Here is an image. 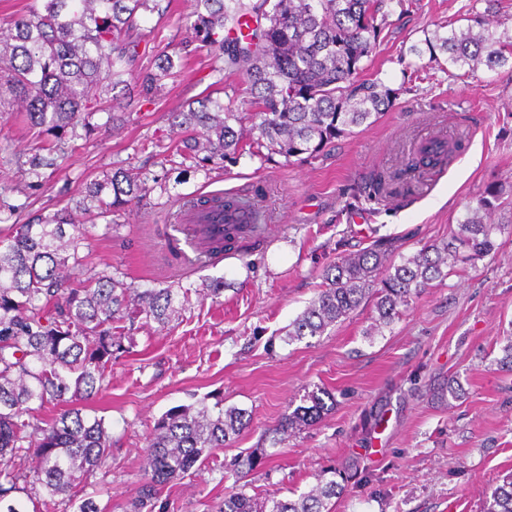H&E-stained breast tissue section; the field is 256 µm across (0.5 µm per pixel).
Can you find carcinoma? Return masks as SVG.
Listing matches in <instances>:
<instances>
[{
	"instance_id": "obj_1",
	"label": "carcinoma",
	"mask_w": 512,
	"mask_h": 512,
	"mask_svg": "<svg viewBox=\"0 0 512 512\" xmlns=\"http://www.w3.org/2000/svg\"><path fill=\"white\" fill-rule=\"evenodd\" d=\"M393 0H194L187 30L212 60L216 84L224 72L242 71L250 86L258 122L249 155L262 150L291 159L320 155L340 136L390 109L400 89L378 80H360L364 61L379 41ZM161 13V0H31L26 14L0 29V100L9 95L11 111L38 130L25 173L44 179L68 155L84 148L101 125L124 123V113L106 112L110 93L124 84L126 68L140 58L139 10ZM479 31L450 30L426 39L429 50L475 71L512 61V34H497L478 17ZM182 56H156L141 73L145 94L162 88L182 69ZM179 135L175 154L209 175L216 166L243 156L244 130L234 99L205 96L168 114ZM452 146L441 138L420 143L408 169H433L448 160ZM380 175L364 190L378 201L386 193ZM168 193L166 183L137 168L112 169L85 184L77 208L107 219L125 204ZM501 191L485 187L477 207L448 240L424 245L415 254L394 257L400 245L381 237L368 248L344 254L323 271V285L307 308L288 325V340L321 336L370 301L377 313L371 329L394 323L417 295L444 280L457 264L476 265L496 249L503 226L492 221ZM193 209L222 208L251 214L236 226L260 238L259 213L244 199L228 195L190 198ZM92 231L78 226L64 206L13 224L0 236V512H107L91 495L79 492L91 478L112 472V436L105 419L84 414L103 389L112 360L130 352L134 337L124 323L137 317L160 325L191 305L192 288L179 285L140 290L118 273L88 266L80 254ZM272 430L274 443L317 422L336 405L322 388L303 396ZM56 409L52 415L48 408ZM243 409L179 406L153 425L141 461L143 481L125 512H169L163 490L193 474L215 450L250 426ZM262 448L249 451L233 467L238 479L263 466ZM335 471L295 499L248 494L249 483L224 493L220 512H330L329 501L345 486ZM483 512H512V474L491 489Z\"/></svg>"
}]
</instances>
